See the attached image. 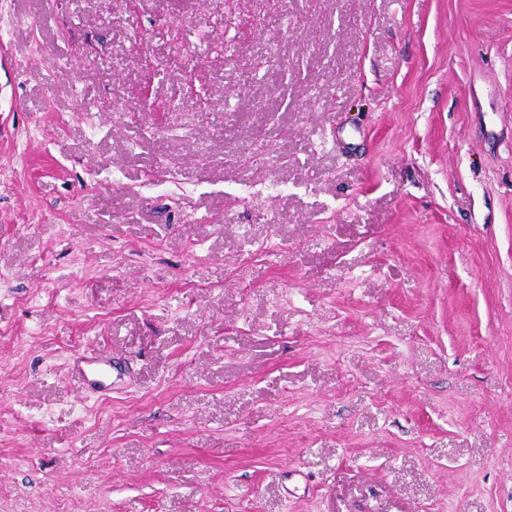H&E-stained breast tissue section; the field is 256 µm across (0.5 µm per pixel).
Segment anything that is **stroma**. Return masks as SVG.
Listing matches in <instances>:
<instances>
[{
	"label": "stroma",
	"instance_id": "obj_1",
	"mask_svg": "<svg viewBox=\"0 0 512 512\" xmlns=\"http://www.w3.org/2000/svg\"><path fill=\"white\" fill-rule=\"evenodd\" d=\"M0 512H512V0H0ZM72 374L82 381V391H105L112 385V362L91 351L75 358L71 365Z\"/></svg>",
	"mask_w": 512,
	"mask_h": 512
}]
</instances>
